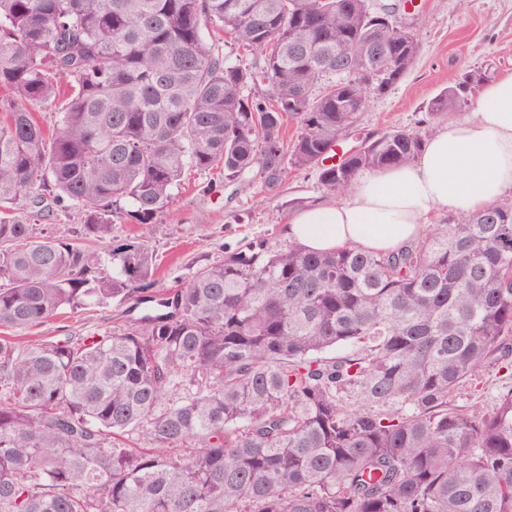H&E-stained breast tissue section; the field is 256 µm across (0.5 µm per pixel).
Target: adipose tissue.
I'll use <instances>...</instances> for the list:
<instances>
[{
	"label": "adipose tissue",
	"instance_id": "ef3b65f1",
	"mask_svg": "<svg viewBox=\"0 0 512 512\" xmlns=\"http://www.w3.org/2000/svg\"><path fill=\"white\" fill-rule=\"evenodd\" d=\"M509 196L512 72L480 86L471 116L435 131L416 162L360 177L347 200L295 212L288 233L309 251L390 252L437 213H473Z\"/></svg>",
	"mask_w": 512,
	"mask_h": 512
}]
</instances>
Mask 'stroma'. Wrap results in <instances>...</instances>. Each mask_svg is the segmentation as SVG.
<instances>
[{
    "mask_svg": "<svg viewBox=\"0 0 512 512\" xmlns=\"http://www.w3.org/2000/svg\"><path fill=\"white\" fill-rule=\"evenodd\" d=\"M411 15L420 52L407 75L387 93L372 97L362 112L356 139L393 127L422 137L439 127L427 120L429 102L449 81L474 70L495 78L512 71V0H414ZM323 188L312 169L287 168L276 191L266 190L256 174L241 183L225 184L218 172H198L176 192L166 213L149 227L130 218L116 219L114 240L147 237L159 258L156 273L161 290L185 284L196 267L218 261L232 251L264 241L289 242L288 220L294 200L318 204ZM23 215L36 231L102 253L105 243L81 236L77 209L26 208ZM130 303L89 301L85 308L63 310L47 322L14 331L15 341L57 340L68 336H98L121 327L131 318Z\"/></svg>",
    "mask_w": 512,
    "mask_h": 512,
    "instance_id": "35a3bbf8",
    "label": "stroma"
}]
</instances>
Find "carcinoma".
<instances>
[{"label": "carcinoma", "mask_w": 512, "mask_h": 512, "mask_svg": "<svg viewBox=\"0 0 512 512\" xmlns=\"http://www.w3.org/2000/svg\"><path fill=\"white\" fill-rule=\"evenodd\" d=\"M377 15L368 0H0V210L48 191L110 244L113 214L154 223L194 171L273 190L285 165L315 168L332 200L417 161L424 138L394 127L326 163L358 101L418 55L417 33ZM210 30L255 61L229 62ZM375 43L387 62L346 71ZM484 81L458 76L429 117ZM110 255L0 216V327L89 297L150 302L149 241ZM502 371L511 203L390 253L261 242L103 336H0V512H512V387L485 411L455 403Z\"/></svg>", "instance_id": "obj_1"}]
</instances>
